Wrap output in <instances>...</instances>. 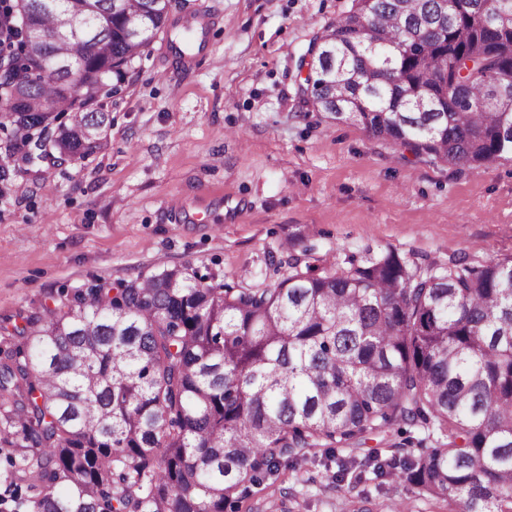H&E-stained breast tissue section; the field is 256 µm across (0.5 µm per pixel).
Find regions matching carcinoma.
<instances>
[{
    "instance_id": "carcinoma-1",
    "label": "carcinoma",
    "mask_w": 512,
    "mask_h": 512,
    "mask_svg": "<svg viewBox=\"0 0 512 512\" xmlns=\"http://www.w3.org/2000/svg\"><path fill=\"white\" fill-rule=\"evenodd\" d=\"M0 0V110L62 154L108 148L112 97L173 0ZM24 15L47 38L29 45ZM304 102L459 170L512 156V0H355ZM264 288L187 267L17 314L0 359L12 512H238L291 459L366 462L448 512H512V257L308 253ZM448 433L422 448L411 429Z\"/></svg>"
}]
</instances>
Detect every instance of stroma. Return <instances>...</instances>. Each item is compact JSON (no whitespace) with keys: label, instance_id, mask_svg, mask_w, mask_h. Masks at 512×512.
<instances>
[{"label":"stroma","instance_id":"stroma-1","mask_svg":"<svg viewBox=\"0 0 512 512\" xmlns=\"http://www.w3.org/2000/svg\"><path fill=\"white\" fill-rule=\"evenodd\" d=\"M354 0H178L216 14L194 67L157 34L112 100L106 151L0 178V319L61 291L184 264L262 288L270 257L338 267L512 257V158L462 171L303 105L296 61ZM440 512L392 480L338 487L313 458L241 512Z\"/></svg>","mask_w":512,"mask_h":512}]
</instances>
